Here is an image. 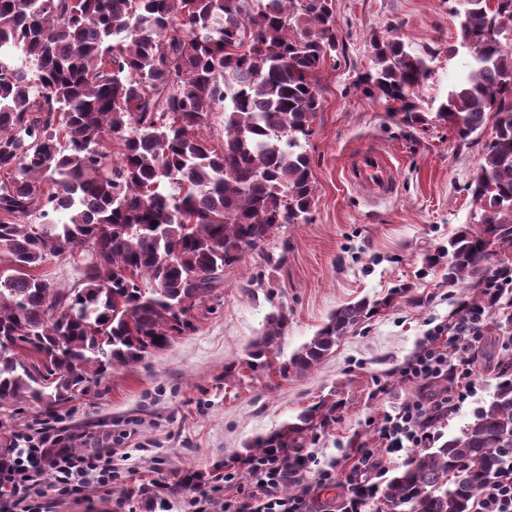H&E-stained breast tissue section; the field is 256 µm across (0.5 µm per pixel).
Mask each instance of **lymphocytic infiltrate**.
<instances>
[{"mask_svg":"<svg viewBox=\"0 0 512 512\" xmlns=\"http://www.w3.org/2000/svg\"><path fill=\"white\" fill-rule=\"evenodd\" d=\"M483 311L460 308L454 322L429 329L422 344L403 364V378L421 388L444 381L446 393L417 397L383 417L379 439L387 453L423 447L431 436L429 421L454 413L476 393L472 370L482 338ZM80 438L58 417L55 423L34 422L15 428L0 446V512H48L52 503L84 499L89 492H110L125 480L112 459V436H103L98 450L76 451ZM315 469V487L295 483L296 467ZM371 450L361 452L350 476L335 465H319L314 454L300 455L297 466L277 457H259L249 463L250 483L225 473L220 483L194 489L193 512H310L312 490L344 487L345 512H359L364 501L360 481L375 470ZM473 512H512V471L489 478L472 506Z\"/></svg>","mask_w":512,"mask_h":512,"instance_id":"1","label":"lymphocytic infiltrate"}]
</instances>
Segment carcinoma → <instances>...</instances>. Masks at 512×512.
Segmentation results:
<instances>
[{"mask_svg":"<svg viewBox=\"0 0 512 512\" xmlns=\"http://www.w3.org/2000/svg\"><path fill=\"white\" fill-rule=\"evenodd\" d=\"M470 61L436 116L459 141L494 135L467 190L478 229L426 257L467 303L512 331V0H466L455 13ZM336 51L332 0H0V409L57 405L116 367L194 329L191 312L221 296L224 268L315 207L303 142L321 108L315 72ZM356 88L408 125L425 59L373 40ZM224 106V142L205 130ZM118 144L113 158L112 143ZM157 225H152V221ZM42 225V234L32 224ZM70 253L83 268L63 289L37 274ZM409 293L334 311L290 359L277 358L288 315L271 314L248 367L303 374L354 327ZM492 399L461 434L437 433L380 490L381 512H471L486 480L512 463V356ZM336 422L319 402L249 444L296 462L309 435Z\"/></svg>","mask_w":512,"mask_h":512,"instance_id":"1","label":"carcinoma"}]
</instances>
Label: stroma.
Returning <instances> with one entry per match:
<instances>
[{
	"label": "stroma",
	"mask_w": 512,
	"mask_h": 512,
	"mask_svg": "<svg viewBox=\"0 0 512 512\" xmlns=\"http://www.w3.org/2000/svg\"><path fill=\"white\" fill-rule=\"evenodd\" d=\"M333 7L337 52L316 74L322 105L305 144L315 182L311 223L282 225L225 268L221 297L212 312H193L192 331L137 364L108 371L53 412L17 404L0 414V435L55 413L90 439L122 436L119 466L129 477L119 490L135 497L138 512L143 487L175 490L189 474L208 486L223 477L225 460L246 454L248 442L328 398L339 405L336 423L305 444L321 463L337 462L347 475L359 449L375 448L386 477L408 460L407 449L380 452L377 430L385 413L422 392H442L399 381L398 370L429 329L451 320L461 298L441 269L424 270L423 258L478 214L467 184L492 132L462 145L447 123L406 126L355 87L373 64V40L398 39L426 57L430 75L418 98L424 111L436 112L468 62L448 0H333ZM366 150L385 153L395 168L397 189L386 199L366 198L346 179L352 155ZM403 284L411 299L396 298L309 372L282 378L247 368L248 350L270 314L288 315L281 344L287 360L336 309ZM506 343L483 337L472 366L481 388L449 416L444 435L459 434L477 405L491 399ZM228 365L235 368L229 375Z\"/></svg>",
	"instance_id": "1"
}]
</instances>
